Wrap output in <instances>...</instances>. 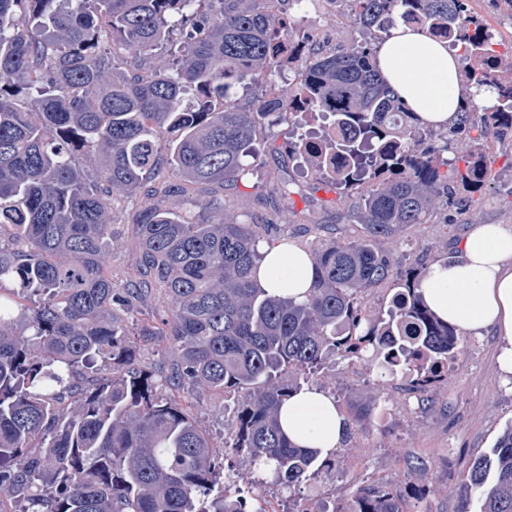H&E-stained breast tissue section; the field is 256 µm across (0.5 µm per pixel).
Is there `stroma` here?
<instances>
[{
	"mask_svg": "<svg viewBox=\"0 0 512 512\" xmlns=\"http://www.w3.org/2000/svg\"><path fill=\"white\" fill-rule=\"evenodd\" d=\"M294 16L298 36L321 29L334 45L360 37L352 22L332 26L319 2ZM293 135V128L284 123L263 129L256 159L235 190L223 195L225 210L244 215L248 223L267 225L268 243L288 239L308 249L328 238L341 243L355 239L359 225L353 196L339 194L329 183L303 172L288 154ZM488 165L487 190L458 188L448 214H435L429 223L411 225L399 238L379 242L392 261L393 276L362 301L366 315L384 313L409 268L422 274L432 263L456 257L458 243L472 225L512 226V139L491 143ZM457 343L458 370L430 388L421 402L408 397L407 380H370L365 376L367 364L340 357L328 360L307 381L331 394L349 422L335 454L336 465L293 493L262 486L259 494L268 512L317 498L348 508L358 487L369 484L397 491L403 512H457L470 463L490 453L503 429L512 425V384H505L497 369L501 338L496 330L478 335L461 331ZM174 395L214 446L221 478L235 477L241 486L253 482L248 457L229 447L239 393L178 388Z\"/></svg>",
	"mask_w": 512,
	"mask_h": 512,
	"instance_id": "stroma-1",
	"label": "stroma"
}]
</instances>
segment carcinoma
I'll list each match as a JSON object with an SVG mask.
<instances>
[{"mask_svg":"<svg viewBox=\"0 0 512 512\" xmlns=\"http://www.w3.org/2000/svg\"><path fill=\"white\" fill-rule=\"evenodd\" d=\"M362 34L404 22L478 53L481 22L466 0H340ZM294 19L262 0H0V507L17 512H265L241 490L215 489L213 447L165 385L242 394L231 448L295 489L334 466L279 427L300 389L282 373H313L332 357L390 374L414 368L406 347L448 358L456 329L426 305L411 273L380 319L358 297L392 275L379 239L398 237L475 192L486 156L464 170L444 154L479 117L483 140L512 137V91L487 75L465 84L461 118L439 134L417 125L362 39L308 43L303 81L270 79L293 50ZM276 95L246 110L254 76ZM494 98L491 106L477 100ZM296 103L329 112L345 134L300 151L311 173L346 193L365 235L323 240L305 301L256 286L262 226L224 214V197L195 199L209 219L171 204L199 184L236 187L257 155L263 120ZM94 161L88 172L74 160ZM446 172H441V168ZM139 198L132 276L112 279V203ZM13 282L35 298L18 308ZM159 336L176 357L158 383L137 365L125 323ZM479 512H512V426L464 475ZM352 512H402L393 491L364 486Z\"/></svg>","mask_w":512,"mask_h":512,"instance_id":"cac0c4a2","label":"carcinoma"}]
</instances>
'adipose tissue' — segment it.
Segmentation results:
<instances>
[{
	"label": "adipose tissue",
	"instance_id": "adipose-tissue-1",
	"mask_svg": "<svg viewBox=\"0 0 512 512\" xmlns=\"http://www.w3.org/2000/svg\"><path fill=\"white\" fill-rule=\"evenodd\" d=\"M383 76L409 105L421 125L437 129L454 123L463 105L459 94V59L445 42L407 24H398L379 47ZM257 285L270 294L304 301L313 262L298 245H261ZM420 292L431 310L448 324L473 334L495 329L502 339L497 365L512 376V228L476 224L461 238L458 256L428 267ZM279 424L290 441L319 449L328 457L347 431L335 399L304 387L280 408Z\"/></svg>",
	"mask_w": 512,
	"mask_h": 512
}]
</instances>
